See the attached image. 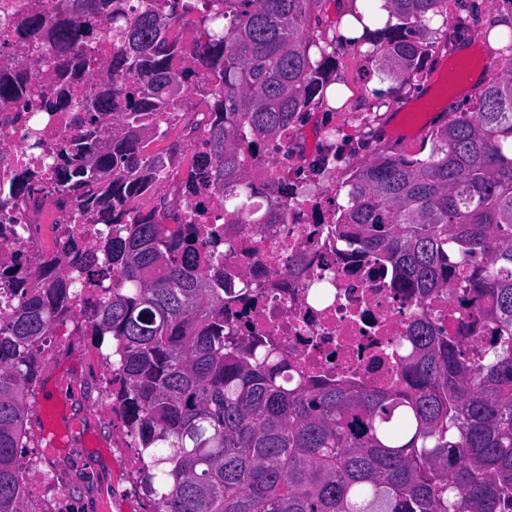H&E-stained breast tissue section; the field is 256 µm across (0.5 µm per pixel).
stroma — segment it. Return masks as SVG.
<instances>
[{
    "label": "stroma",
    "instance_id": "stroma-1",
    "mask_svg": "<svg viewBox=\"0 0 512 512\" xmlns=\"http://www.w3.org/2000/svg\"><path fill=\"white\" fill-rule=\"evenodd\" d=\"M333 76L346 95L334 113L322 107L311 109L303 126L296 129L302 147L317 151L322 145L320 129L328 122L339 129L344 146L359 163L368 161L381 146L419 152L422 137L394 122L397 108L416 104L419 87L380 80L373 66L351 49L337 56ZM376 88L388 91V105H379L372 94ZM200 108L198 93H183L176 121L149 145V154L172 156L175 168L187 172ZM369 128L375 129L376 137L366 144L362 138ZM55 343L56 350L39 364L31 400L29 451L38 457L40 470L27 477L30 492L39 495L45 488L63 489L77 503L78 512H144L146 502L120 450L112 446V422L100 405L104 365L75 323L60 328Z\"/></svg>",
    "mask_w": 512,
    "mask_h": 512
}]
</instances>
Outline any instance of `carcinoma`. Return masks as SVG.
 Masks as SVG:
<instances>
[{
    "mask_svg": "<svg viewBox=\"0 0 512 512\" xmlns=\"http://www.w3.org/2000/svg\"><path fill=\"white\" fill-rule=\"evenodd\" d=\"M151 2L68 0L0 32L3 45L20 31L31 40L19 57L0 49V102L38 94L47 114H75L78 134L46 157L57 207L112 225L107 238L74 242L34 272L15 255L0 262L25 285L0 315V512H38L23 459L40 357L64 324L69 283L99 286L106 276L112 287L85 326L110 346L104 361L118 366L119 400L150 457L136 479L150 512H512V29L477 110L450 113L422 157L378 148L350 167L335 221L337 234L389 262L421 297L463 276L471 303L491 301L485 348L465 351L421 316L410 326L408 386L290 388L287 361L224 331V259L202 254L179 225L205 216L216 194L227 224L261 208L255 157L326 103L342 35L309 34L320 0H197L204 14L190 22L192 4ZM385 8L382 29L351 10L363 28L353 47L411 83L426 66L424 37L448 40V0ZM86 77L95 89L74 95ZM189 86L207 94L211 112L184 182L194 211L161 199L143 213L130 202L163 167L149 140ZM36 180L21 169L0 184V215Z\"/></svg>",
    "mask_w": 512,
    "mask_h": 512,
    "instance_id": "cac0c4a2",
    "label": "carcinoma"
}]
</instances>
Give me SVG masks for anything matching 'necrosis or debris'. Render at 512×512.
Instances as JSON below:
<instances>
[{"mask_svg":"<svg viewBox=\"0 0 512 512\" xmlns=\"http://www.w3.org/2000/svg\"><path fill=\"white\" fill-rule=\"evenodd\" d=\"M29 118L22 104H0V179L24 167L43 174L30 205L0 225V253L32 259L47 250L64 253L76 239L94 243L109 227L85 223L74 208L64 223L36 224L35 208L53 199L44 155L64 148L73 115L58 112L46 120L38 150L26 139ZM271 151L252 170L253 179L267 187L300 166L289 138L277 140ZM334 211L326 191L317 188L307 199L289 201L287 223L225 224L204 239V251L224 256L225 326L256 348L270 347L287 358L292 385H404L414 350L409 325L421 313L446 323L460 343L483 346L489 325L474 307L462 305L458 282L425 298L403 288L394 268L364 254L357 240L329 236Z\"/></svg>","mask_w":512,"mask_h":512,"instance_id":"4bbe7bcc","label":"necrosis or debris"}]
</instances>
